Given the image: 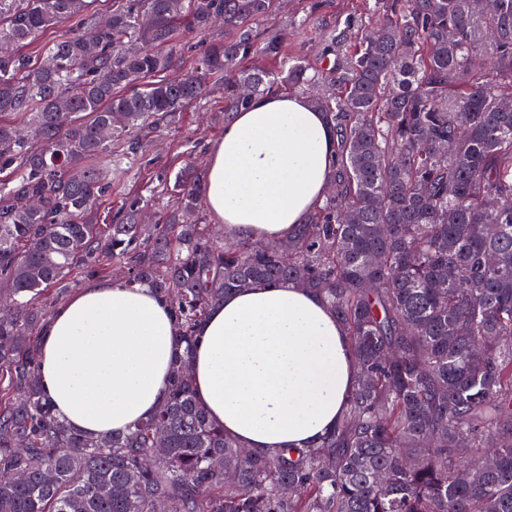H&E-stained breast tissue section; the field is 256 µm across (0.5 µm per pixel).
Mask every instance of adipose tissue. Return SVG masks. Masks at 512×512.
<instances>
[{
	"label": "adipose tissue",
	"instance_id": "1",
	"mask_svg": "<svg viewBox=\"0 0 512 512\" xmlns=\"http://www.w3.org/2000/svg\"><path fill=\"white\" fill-rule=\"evenodd\" d=\"M336 133L308 98L255 97L206 159V202L233 240H285L321 201ZM41 388L75 432L99 439L149 418L168 398L181 346L168 303L147 286L89 283L39 335ZM356 361L315 293L263 281L211 307L192 354L196 401L246 449L321 441L345 411Z\"/></svg>",
	"mask_w": 512,
	"mask_h": 512
}]
</instances>
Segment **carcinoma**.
Segmentation results:
<instances>
[{
	"instance_id": "carcinoma-1",
	"label": "carcinoma",
	"mask_w": 512,
	"mask_h": 512,
	"mask_svg": "<svg viewBox=\"0 0 512 512\" xmlns=\"http://www.w3.org/2000/svg\"><path fill=\"white\" fill-rule=\"evenodd\" d=\"M93 2L0 0V113L30 128L0 123V474L26 475L0 482V512H512V0H367L313 63L255 30L274 0H114L103 23ZM218 19L231 36L156 79L180 31ZM214 78L226 123L256 95L323 87L334 192L286 250L218 240L190 163L164 183L166 223H142L152 194L100 223L141 149L112 142L179 123ZM110 264L170 304L184 349L152 417L90 440L41 391L34 303ZM256 281L315 292L349 336L356 386L313 448L244 449L194 398L197 331Z\"/></svg>"
}]
</instances>
